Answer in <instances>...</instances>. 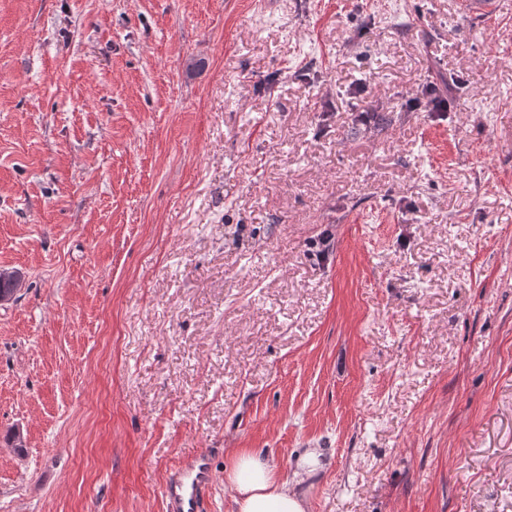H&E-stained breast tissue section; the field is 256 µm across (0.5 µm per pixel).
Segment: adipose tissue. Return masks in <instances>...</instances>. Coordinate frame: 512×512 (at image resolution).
<instances>
[{
	"label": "adipose tissue",
	"mask_w": 512,
	"mask_h": 512,
	"mask_svg": "<svg viewBox=\"0 0 512 512\" xmlns=\"http://www.w3.org/2000/svg\"><path fill=\"white\" fill-rule=\"evenodd\" d=\"M231 512H306L303 498L279 479L273 466L247 451L238 452L226 475Z\"/></svg>",
	"instance_id": "adipose-tissue-1"
}]
</instances>
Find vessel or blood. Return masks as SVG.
I'll use <instances>...</instances> for the list:
<instances>
[{
	"instance_id": "1",
	"label": "vessel or blood",
	"mask_w": 512,
	"mask_h": 512,
	"mask_svg": "<svg viewBox=\"0 0 512 512\" xmlns=\"http://www.w3.org/2000/svg\"><path fill=\"white\" fill-rule=\"evenodd\" d=\"M212 482L213 475L205 454L185 458L164 485L165 512H205Z\"/></svg>"
}]
</instances>
